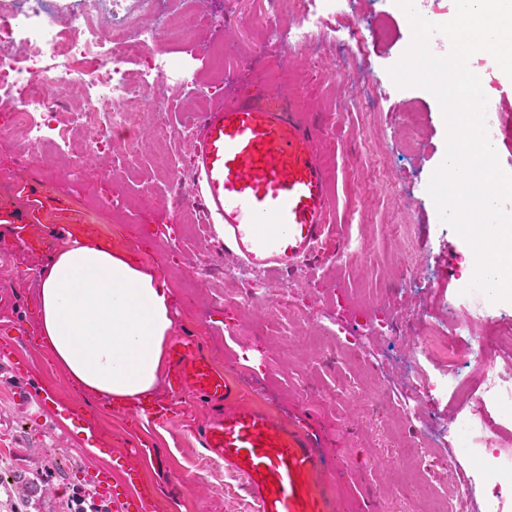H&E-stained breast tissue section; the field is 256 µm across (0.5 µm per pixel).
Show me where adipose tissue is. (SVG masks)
Listing matches in <instances>:
<instances>
[{
  "instance_id": "obj_1",
  "label": "adipose tissue",
  "mask_w": 512,
  "mask_h": 512,
  "mask_svg": "<svg viewBox=\"0 0 512 512\" xmlns=\"http://www.w3.org/2000/svg\"><path fill=\"white\" fill-rule=\"evenodd\" d=\"M173 300L127 252L72 234L41 272L38 328L75 386L132 406L162 380Z\"/></svg>"
}]
</instances>
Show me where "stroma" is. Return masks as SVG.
<instances>
[{
  "instance_id": "obj_1",
  "label": "stroma",
  "mask_w": 512,
  "mask_h": 512,
  "mask_svg": "<svg viewBox=\"0 0 512 512\" xmlns=\"http://www.w3.org/2000/svg\"><path fill=\"white\" fill-rule=\"evenodd\" d=\"M193 9L215 15V23L195 28L172 47V56L198 78L197 93L164 119L174 136L155 145L138 113L117 133L143 142L135 156H115L111 166L90 158L80 181H73L65 152L21 156L0 134V283L9 285V315L28 322L37 310L40 272L47 255L13 246L7 228L22 204L32 210V230L62 247L80 232L110 241L132 253L141 265L160 272L175 298L179 335L198 336L206 356L246 383L247 398L311 428L321 458L320 480L327 512H430V499L447 498L456 471H477L467 431L460 427L467 409L452 396L429 401L424 416L407 420L403 407L438 381L442 367L428 360L416 335L394 331L371 345L365 360L343 347L341 325L354 320L351 294L382 289L383 302L397 319L422 306L427 320L444 327L449 310L463 313L481 301L462 294L471 265L468 244L441 222L427 186L445 156L447 130L441 108L427 90L408 86L371 101L357 88L390 80L388 69L408 48L412 31L395 0H351L345 14L328 12L311 43L288 41L291 15L270 14L267 0H191ZM365 28H387L389 38L370 39L368 53L341 50L344 17ZM492 103L487 120L498 129V161L512 173V79L493 57L470 65ZM283 93L304 121L322 120L327 133L314 143L330 172L334 198L329 243L368 238L369 251L336 259L318 255L295 271L262 276L264 294L256 302L237 294L240 265L219 242L201 247L196 236L203 214L183 223L171 204L172 182H183L189 204L198 192L191 172L194 122L200 112L234 94ZM420 122L416 148H407L401 126L407 113ZM124 205L117 221L112 203ZM421 253L416 278L399 279L409 250ZM275 300L310 309L318 325L292 322L271 309ZM45 369L18 379L0 361V512H67L69 498L82 488L81 472L103 456L126 454L129 441L119 416L102 417L100 397L76 389L40 347ZM41 390L52 383L60 402L83 406V421L69 434L55 428L39 400L18 406V383ZM210 409L182 397L167 422L153 425L154 459L140 469L145 482L180 512H257L240 477L211 459L194 436ZM99 438L103 456L82 450L83 426Z\"/></svg>"
}]
</instances>
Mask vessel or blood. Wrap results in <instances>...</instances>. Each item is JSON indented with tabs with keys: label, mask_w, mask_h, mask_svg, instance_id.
<instances>
[{
	"label": "vessel or blood",
	"mask_w": 512,
	"mask_h": 512,
	"mask_svg": "<svg viewBox=\"0 0 512 512\" xmlns=\"http://www.w3.org/2000/svg\"><path fill=\"white\" fill-rule=\"evenodd\" d=\"M280 98L272 92L213 103L193 134L194 179L214 237L245 267L263 274L299 269L325 246L331 205L327 172L313 151L322 128L287 111ZM9 235L34 253L50 245L49 237L31 230L22 210ZM12 303L11 290L0 285V359L33 371L37 362L29 352L36 339L7 317ZM169 358L164 394L137 405V419L167 420L175 397L185 393L217 406L196 426L195 437L243 479L257 512H325L310 430L246 400L239 377L205 356L197 337H180ZM86 479L94 491L112 497L118 512H157L158 502L137 473L116 482L111 469L94 465Z\"/></svg>",
	"instance_id": "obj_1"
}]
</instances>
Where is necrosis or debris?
Segmentation results:
<instances>
[{"instance_id":"obj_1","label":"necrosis or debris","mask_w":512,"mask_h":512,"mask_svg":"<svg viewBox=\"0 0 512 512\" xmlns=\"http://www.w3.org/2000/svg\"><path fill=\"white\" fill-rule=\"evenodd\" d=\"M341 0H291L296 21L290 27L294 45H309L320 11L335 9ZM164 7L168 20L148 27L137 12ZM206 14L188 11L182 0H79L77 15L61 14L53 0H6L0 5V108L13 111L8 136L42 149L67 144L70 169L81 174L91 146L114 151V130L128 121L132 106L148 91L173 104L194 90L192 73L170 55V42L185 37L195 26L209 22ZM144 64L147 79L127 77L130 61ZM30 87L19 98L22 87ZM491 318L489 309L464 318H451L447 329L426 325L425 347L439 364L455 367L457 338L477 335L478 348L468 377L448 374L439 386L454 399L481 390L484 400L471 406L467 428L483 447L485 502L490 512H512V493L504 478L512 477V448L499 447V424L493 423L488 403L512 401V373L493 369V358L512 351V336L480 335Z\"/></svg>"}]
</instances>
